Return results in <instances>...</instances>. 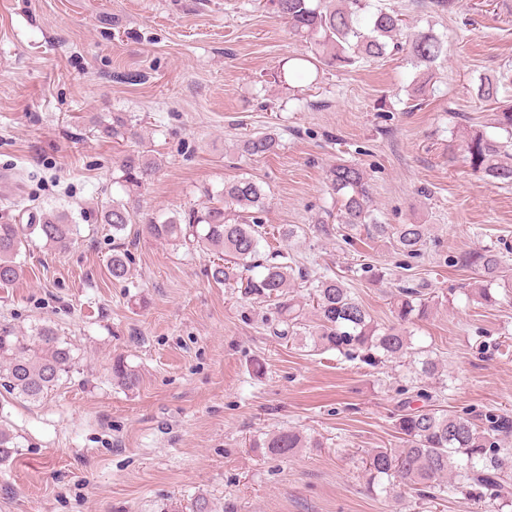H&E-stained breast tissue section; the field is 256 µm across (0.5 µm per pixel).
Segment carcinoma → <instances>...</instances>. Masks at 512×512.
Segmentation results:
<instances>
[{"instance_id": "1", "label": "carcinoma", "mask_w": 512, "mask_h": 512, "mask_svg": "<svg viewBox=\"0 0 512 512\" xmlns=\"http://www.w3.org/2000/svg\"><path fill=\"white\" fill-rule=\"evenodd\" d=\"M275 16L297 35L313 40L315 51L327 65L345 67L362 59L385 58L392 50L407 52L410 61L423 68L422 81L413 92L421 95L434 78L433 64L447 54L446 42L432 32L405 33L407 23L398 13L373 4V0H269ZM512 91V69L480 81L477 96L492 105L495 128L506 134L499 141L482 130H473L465 140L470 167L500 184L512 185V104L504 95ZM133 125L116 117L104 131L119 140L131 133ZM277 146L269 134L252 136L240 144L248 155H265ZM158 169L157 161L140 152L126 155L114 177L127 193L147 185ZM329 189L340 203L336 221L351 229L362 227L371 236L393 241L397 249L414 254L426 241L422 224H379L371 209L370 185L365 172L355 164L338 162L328 171ZM266 192L250 178L224 184L217 195L208 194V205L165 220L150 221L143 231L159 242L207 251L216 257L208 276L218 285L239 284L247 294L270 303L277 318L276 334L283 338L306 339L317 350H335L349 360L368 365L397 362L415 354L420 369L417 381L434 379L440 373L437 360L413 346L406 325L426 317L433 305L416 287L399 289L395 303L398 324L379 326L358 301L344 280L319 275L310 280L309 302L317 317L306 328L304 305L289 294L290 279L304 278L293 267L295 260L280 255L278 261L256 263L265 240L261 213ZM101 220L112 227V237L132 223L127 204L112 199L101 205ZM59 251L69 249L78 235V224L65 213L45 214L37 224H0V287H8L22 274L17 257L31 235ZM463 267L473 268L481 277L472 289L481 301H493L492 286L512 291V265L506 254L494 247L468 252L457 258ZM112 279L129 276L128 254L120 249L108 263ZM73 355L50 326L27 335L12 328L0 329V387L10 395L38 402L51 393L63 375L69 373ZM115 381L127 390L138 386L134 369L118 360L112 366ZM415 397L428 402L412 408L402 403L393 423L403 447L373 451L366 460L368 486H382L387 493L409 489L423 497L448 498L465 494L484 503L486 512L512 508V416L494 411L462 413L442 408L439 398L419 388ZM308 438L282 429L263 441L268 454L292 456L305 448ZM19 448L16 436L0 426V465L7 464Z\"/></svg>"}]
</instances>
